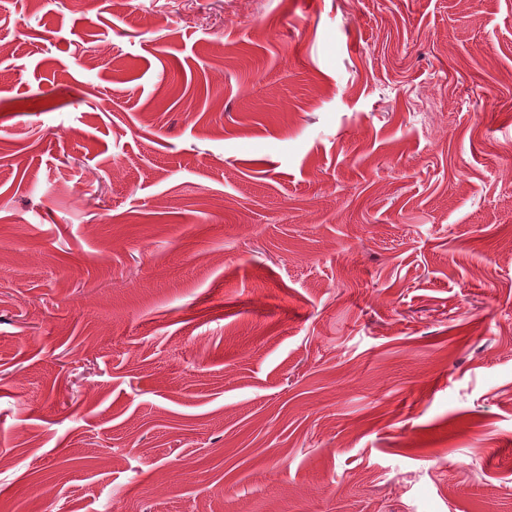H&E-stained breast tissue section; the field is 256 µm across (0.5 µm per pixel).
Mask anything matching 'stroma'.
I'll return each instance as SVG.
<instances>
[{"label": "stroma", "mask_w": 512, "mask_h": 512, "mask_svg": "<svg viewBox=\"0 0 512 512\" xmlns=\"http://www.w3.org/2000/svg\"><path fill=\"white\" fill-rule=\"evenodd\" d=\"M512 0H0V512H512Z\"/></svg>", "instance_id": "35a3bbf8"}]
</instances>
